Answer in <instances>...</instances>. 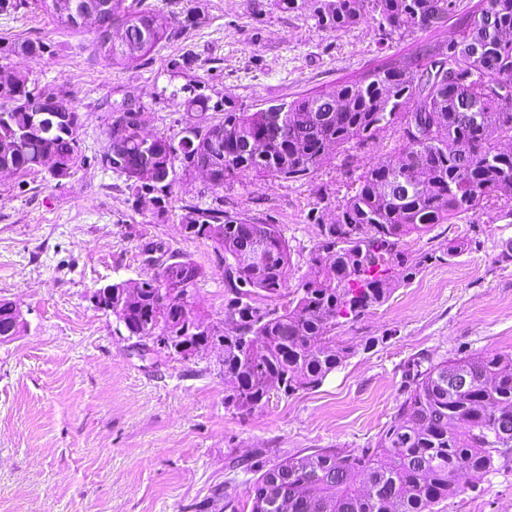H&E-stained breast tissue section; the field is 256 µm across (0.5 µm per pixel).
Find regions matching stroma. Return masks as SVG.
Masks as SVG:
<instances>
[{
    "label": "stroma",
    "instance_id": "1",
    "mask_svg": "<svg viewBox=\"0 0 512 512\" xmlns=\"http://www.w3.org/2000/svg\"><path fill=\"white\" fill-rule=\"evenodd\" d=\"M194 22L145 57L112 67L94 53V33L61 27L37 6L0 15V41L40 39L41 57L0 59V73L29 71L39 85L70 96L84 162L63 180L42 171L0 174V299L20 307L25 329L0 343V512H187L221 489L236 512H250L251 476L242 460L287 457L310 448L375 447L404 401L415 364L478 351L512 354V212L487 205L438 224L403 248L419 267L409 284L357 322L337 329L348 348L316 389L241 414L225 408L232 388L220 347L190 359L142 353L111 314L90 302L112 281L152 275L143 249L154 244L201 265L198 310L224 320V252L181 230L183 208L221 207L279 225L291 250L294 291L320 241L310 220L320 193L340 200L349 173L365 171L399 147L386 133L349 153L332 154L306 181L246 178L213 187L197 171L176 186L164 216L134 207L123 177L96 163L106 144L109 104L144 108L149 134L172 135L187 116L169 100L186 84L212 100L256 111L269 101L331 88L417 39L440 41L454 26L423 36L382 35L370 27L317 31L304 14L273 0H151ZM192 52L185 74L170 61ZM463 252L449 257V246ZM435 512H512V449L476 488Z\"/></svg>",
    "mask_w": 512,
    "mask_h": 512
}]
</instances>
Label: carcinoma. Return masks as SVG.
<instances>
[{
  "label": "carcinoma",
  "mask_w": 512,
  "mask_h": 512,
  "mask_svg": "<svg viewBox=\"0 0 512 512\" xmlns=\"http://www.w3.org/2000/svg\"><path fill=\"white\" fill-rule=\"evenodd\" d=\"M73 0H36L69 29L87 27ZM104 6L98 25L122 29L119 42L94 39L95 53L119 67L149 54L163 39L192 23L146 0H79ZM283 12H306L317 30L336 33L370 24L385 34L404 35L457 22V36L420 41L334 87L288 101L284 128L270 126L266 112H249L228 101L182 86L170 96L195 117L192 131L157 136L147 147L135 131L112 141L97 163L125 177L133 205L156 216L167 211L180 174L205 168L215 187L241 177L283 181L310 178L331 152L363 145L382 133L398 134L400 148L352 181L332 224L321 226L322 241L288 304L262 300L280 294L291 270L288 245L278 225L253 222L222 207H183L188 237L210 240L224 251V324H205L196 313L203 272L191 260L160 255L155 282L115 281L112 308L131 336H192L205 325L224 337V375L233 389L224 405L247 412L275 390L290 397L317 388L342 363L347 348L336 328L383 305L419 265L401 249L404 238L421 236L435 224H451L493 200H512V151L495 141H512V0H275ZM492 13L496 33L484 32ZM42 40L0 44V58L42 56ZM111 121L135 126L143 107L110 104ZM80 115L62 91L36 88L24 71L13 72L0 90V169L27 175L55 158L50 177L64 179L82 162L77 150ZM256 247L264 259L247 267L245 285L237 266ZM15 316L0 300V336H15ZM470 383L449 392L448 373ZM512 428V354L472 353L427 366L416 365L413 386L376 446L343 451L320 448L273 465L246 464L258 477L247 496L251 512H433L459 496L460 476L473 481L493 470L503 453L499 431ZM229 503L216 490L196 512H224Z\"/></svg>",
  "instance_id": "obj_1"
}]
</instances>
